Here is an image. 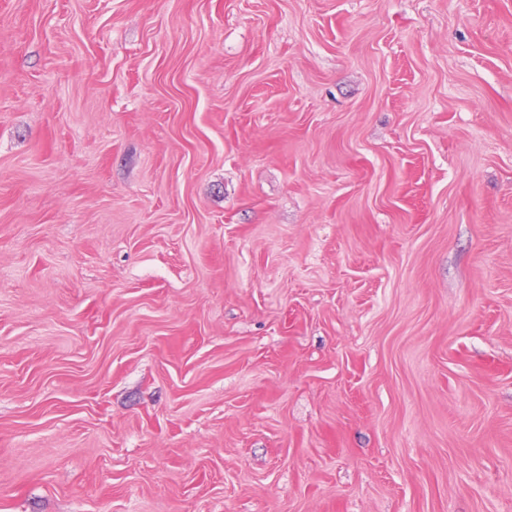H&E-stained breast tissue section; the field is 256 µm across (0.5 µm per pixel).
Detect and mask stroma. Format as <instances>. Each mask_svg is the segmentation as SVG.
Masks as SVG:
<instances>
[{
	"mask_svg": "<svg viewBox=\"0 0 512 512\" xmlns=\"http://www.w3.org/2000/svg\"><path fill=\"white\" fill-rule=\"evenodd\" d=\"M0 512H512V0H0Z\"/></svg>",
	"mask_w": 512,
	"mask_h": 512,
	"instance_id": "stroma-1",
	"label": "stroma"
}]
</instances>
